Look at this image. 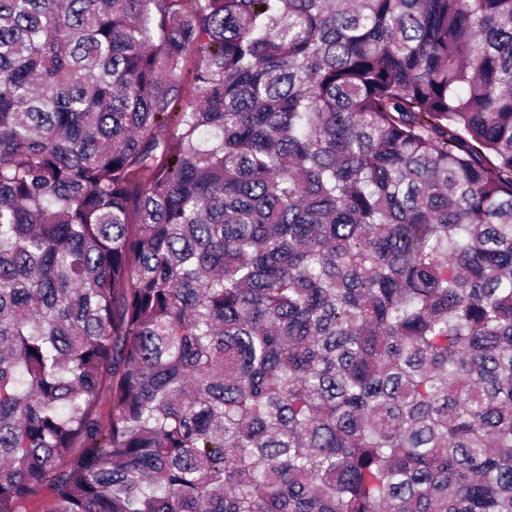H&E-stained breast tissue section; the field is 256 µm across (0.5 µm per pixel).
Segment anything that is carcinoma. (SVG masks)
<instances>
[{
  "label": "carcinoma",
  "instance_id": "carcinoma-1",
  "mask_svg": "<svg viewBox=\"0 0 512 512\" xmlns=\"http://www.w3.org/2000/svg\"><path fill=\"white\" fill-rule=\"evenodd\" d=\"M0 512H512V0H0Z\"/></svg>",
  "mask_w": 512,
  "mask_h": 512
}]
</instances>
